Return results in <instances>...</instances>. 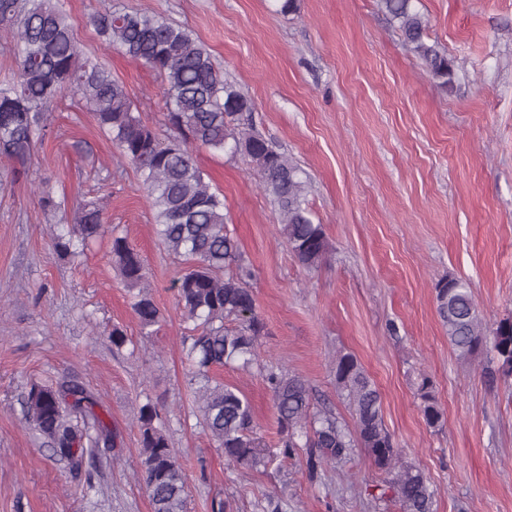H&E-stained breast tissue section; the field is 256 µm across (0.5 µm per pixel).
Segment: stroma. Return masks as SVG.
Instances as JSON below:
<instances>
[{
	"instance_id": "stroma-1",
	"label": "stroma",
	"mask_w": 512,
	"mask_h": 512,
	"mask_svg": "<svg viewBox=\"0 0 512 512\" xmlns=\"http://www.w3.org/2000/svg\"><path fill=\"white\" fill-rule=\"evenodd\" d=\"M188 29L226 79L252 102L256 131L298 162L329 253L301 267L280 236V216L248 158L207 149L195 159L224 195L226 226L254 276L264 323L261 360L307 380L316 401L350 420L336 394L337 354L354 355L381 394L384 422L403 461L421 468L434 512H512V378L488 384L490 352L458 360L436 311L434 286L466 280L486 327L512 316V0H414L428 35L452 58L439 86L403 44L379 0H65L81 47L121 81L161 140L163 82L107 48L90 22L104 2ZM61 201L44 210L40 192ZM102 200L108 236L76 257L54 254L50 226ZM142 256L163 314L143 330L112 264V235ZM182 269L154 233L140 178L120 162L91 113L71 98L48 115L26 174L0 156V512H152L138 476L134 408L158 403L169 442L187 468V512H400L381 498L385 479L363 450L310 479L304 461L266 471L227 463L205 432L176 305ZM123 327L116 348L105 333ZM77 378L117 433L91 483L52 460L26 422L32 383ZM250 401L257 433L278 441L273 401L258 370L213 369ZM441 413L429 426L420 383Z\"/></svg>"
}]
</instances>
